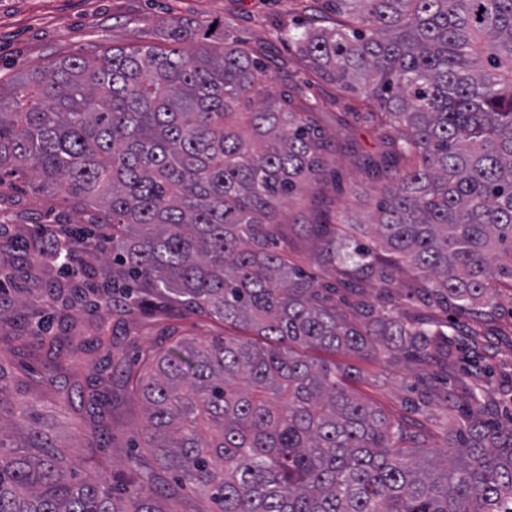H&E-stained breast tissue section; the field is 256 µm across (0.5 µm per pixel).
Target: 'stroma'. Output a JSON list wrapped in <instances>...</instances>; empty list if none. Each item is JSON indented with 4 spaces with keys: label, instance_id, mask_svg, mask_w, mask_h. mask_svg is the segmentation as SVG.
Listing matches in <instances>:
<instances>
[{
    "label": "stroma",
    "instance_id": "obj_1",
    "mask_svg": "<svg viewBox=\"0 0 512 512\" xmlns=\"http://www.w3.org/2000/svg\"><path fill=\"white\" fill-rule=\"evenodd\" d=\"M296 0H0V81L48 67L57 57L88 47L125 46L150 42L161 28L175 22L213 24L216 32L262 50L260 57L273 94L297 83L293 105L308 98L321 103L315 123L333 143L320 183L297 198L281 214L280 232L299 266L322 282L335 283L339 273L318 258L320 240L313 224H333L344 214L366 219L364 199L374 193L367 164L380 160L385 147L359 123L342 122L343 113L359 108L360 93L346 91L309 70L279 31L308 21ZM101 214L76 207L71 199L37 191L13 178L0 180V314L9 322L0 328V366L13 375L1 398L39 395L44 400L45 425L68 441L71 413L54 397L63 378L50 370L52 357L30 336V325L15 304L16 296L29 306L42 304L44 292L60 277L58 266L32 261L28 245L42 240L41 230L52 224L72 227L102 223ZM391 308L413 321L444 327L447 340L427 353L401 352L376 356L337 355V363L359 377L357 395L389 418L419 434L427 459L446 449L447 435L462 417L456 404L461 381L472 378L486 395L494 419L512 424V290L501 289L491 316H458L454 306L430 304L406 265H398L389 292L370 281L339 289L336 304L354 323L362 318L357 302ZM193 335L191 321L181 318L170 303L153 299L134 320L119 326L117 352L133 358L139 346L152 342L170 326ZM142 415L141 405L126 397L120 380L112 382L111 437L103 448L91 449L89 463L101 460L119 466L131 452V432Z\"/></svg>",
    "mask_w": 512,
    "mask_h": 512
}]
</instances>
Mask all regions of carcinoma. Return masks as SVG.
<instances>
[{"instance_id":"carcinoma-1","label":"carcinoma","mask_w":512,"mask_h":512,"mask_svg":"<svg viewBox=\"0 0 512 512\" xmlns=\"http://www.w3.org/2000/svg\"><path fill=\"white\" fill-rule=\"evenodd\" d=\"M340 20L288 34L324 79L362 95L356 117L388 141V181L369 202L370 226L393 261L426 281L425 299L460 314L512 289V0H327ZM133 43L64 55L17 77L0 98V178L34 175L36 189L104 213L111 281L49 288L65 333L42 338L54 366L80 383L72 353L90 311L125 320L165 297L226 333L175 336L113 359L103 323L92 342L144 414L135 431L153 464L130 456L124 481L77 474L17 398L0 413V512H169L189 488L212 512H512V428L488 419L464 383V429L439 462L419 436L357 397L351 373L308 351L370 355L427 347L428 330L336 306V286L288 256L282 208L311 189L328 140L309 113L265 85L261 51L237 41ZM365 223L323 233V262L363 268ZM112 374L79 392L102 423ZM170 475L175 486L165 484Z\"/></svg>"}]
</instances>
